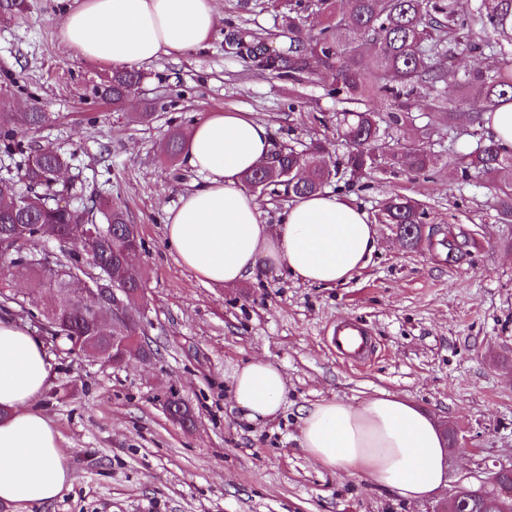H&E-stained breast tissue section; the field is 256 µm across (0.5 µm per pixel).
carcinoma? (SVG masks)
<instances>
[{"mask_svg":"<svg viewBox=\"0 0 512 512\" xmlns=\"http://www.w3.org/2000/svg\"><path fill=\"white\" fill-rule=\"evenodd\" d=\"M322 17L319 28L305 30L310 14ZM285 21L290 33L288 46L273 48L261 37L246 39L240 30L224 38L226 54L239 56L248 66L276 77L299 79L311 73V62L332 78L331 92L358 105L336 118L337 126L350 150L341 165L361 173L386 160L393 169L422 174L431 161L426 141L399 143L390 132L412 119L409 100L418 90L433 97L440 119L453 126L454 112L448 110L445 89L454 84L468 90L471 125L484 128V115L512 102V0H347L342 9L338 0H288ZM470 51H488L489 65L483 71L461 79L448 66V45ZM138 71L117 68L111 84L100 96L119 107L136 91ZM380 97L398 103V109L381 112L374 107ZM15 113L0 101V147L21 155L17 181L0 184V248L9 253L8 276L19 275L31 287L45 290V300L54 297L55 288H86L94 284V274H109L112 282L130 293L143 287L142 279L125 276L120 269L122 250L130 246V224L119 209H103L94 196L64 208L63 193L73 187L56 183L65 165L64 157L29 142L22 144ZM322 147L312 143L297 151L288 148L275 154L266 167L248 173L245 182L261 190L268 188L286 197H299L323 191L332 176L322 156ZM448 164L460 178L479 183L488 178L496 190L497 212L512 222V149L492 137H480L468 153L453 152ZM420 203L403 194L388 198L382 209V222L400 231L426 223ZM94 224L102 226L95 251L99 266L90 273L75 253L61 250L45 262H32L29 252L17 247L21 234L42 242L58 240ZM89 331V325L74 317L71 327L55 333L53 345L66 354L74 349L73 337ZM179 414L178 424L195 426L191 409L172 397ZM459 512H493L491 498L461 501Z\"/></svg>","mask_w":512,"mask_h":512,"instance_id":"obj_1","label":"carcinoma"}]
</instances>
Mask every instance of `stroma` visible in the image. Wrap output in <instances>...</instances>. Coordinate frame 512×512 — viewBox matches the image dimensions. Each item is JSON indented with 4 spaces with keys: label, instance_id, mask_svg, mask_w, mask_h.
<instances>
[{
    "label": "stroma",
    "instance_id": "1",
    "mask_svg": "<svg viewBox=\"0 0 512 512\" xmlns=\"http://www.w3.org/2000/svg\"><path fill=\"white\" fill-rule=\"evenodd\" d=\"M65 2L23 0V12L0 17V90L11 111L47 114L26 140L63 154L77 188L137 225L143 334L156 354L115 369L50 350L48 390L35 407L58 430L76 480L25 512H434L457 483H477L512 460V224L498 218L493 189L460 183L448 166L451 151L477 143L463 91L446 90L453 126L438 124L419 94L413 124L393 132L406 142L434 124L428 171L382 164L327 184L377 223L378 247L354 279L324 288L271 271L232 288L210 285L167 244L168 209L202 181L184 159L165 158L170 133H187L212 111L246 112L267 125L274 148L318 141L331 163L347 151L332 123L343 100L328 78H278L226 55L232 25L276 47L285 39L270 0H217L223 19L208 46L142 66L135 95L113 109L99 97L112 63L77 57L58 38ZM396 193L429 214L412 249L378 221ZM342 321L368 331L366 360H343L331 347ZM253 358L288 381L282 412L265 421L247 419L231 390L234 370ZM381 390L408 398L460 439L446 486L428 499L406 500L352 466L325 469L300 446L299 417L310 405H361ZM174 395L194 411V430L167 415Z\"/></svg>",
    "mask_w": 512,
    "mask_h": 512
}]
</instances>
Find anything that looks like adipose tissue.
I'll return each mask as SVG.
<instances>
[{
    "label": "adipose tissue",
    "mask_w": 512,
    "mask_h": 512,
    "mask_svg": "<svg viewBox=\"0 0 512 512\" xmlns=\"http://www.w3.org/2000/svg\"><path fill=\"white\" fill-rule=\"evenodd\" d=\"M217 26L215 0H70L58 37L82 58L131 67L200 48ZM182 153L204 180L169 210L166 237L207 283L234 287L274 266L329 288L360 274L378 246L367 214L327 191L297 198L279 223L263 221L243 177L269 161L273 146L266 125L246 113H207L187 132ZM50 369L41 344L0 320V503L18 512L53 502L75 480L52 421L34 408ZM287 392L285 374L264 359L233 376L234 398L254 421L275 417ZM300 443L320 466H356L360 476L411 501L447 480L441 427L397 395L383 392L359 407L318 402L302 418Z\"/></svg>",
    "instance_id": "ef3b65f1"
}]
</instances>
